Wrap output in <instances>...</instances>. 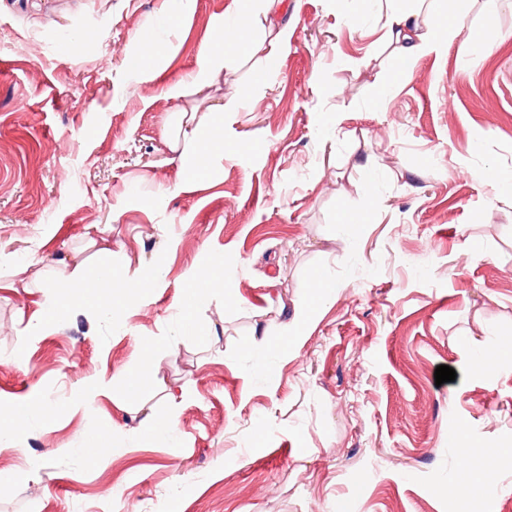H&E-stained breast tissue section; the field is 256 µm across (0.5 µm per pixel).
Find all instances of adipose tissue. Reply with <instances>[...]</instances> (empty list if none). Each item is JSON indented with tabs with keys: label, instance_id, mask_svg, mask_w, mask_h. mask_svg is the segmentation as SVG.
<instances>
[{
	"label": "adipose tissue",
	"instance_id": "1",
	"mask_svg": "<svg viewBox=\"0 0 512 512\" xmlns=\"http://www.w3.org/2000/svg\"><path fill=\"white\" fill-rule=\"evenodd\" d=\"M387 3L388 40L396 44L405 60L438 54L453 45L464 53L473 42L472 36L464 32L469 0H415L411 6L405 0H387ZM283 5L284 0H233L232 23H222L217 28L221 49L207 50L201 55L198 71L191 80L195 93L210 88L215 75L224 68L235 66L243 49L253 52L265 49L269 54H276L288 36L287 27L275 21ZM258 30L263 32V40L249 42V35ZM239 103V98L233 97L201 115L179 110L170 136L171 149L191 173L207 171L214 153L223 149L224 115L237 111ZM148 286V281L138 273H115L111 252L101 250L96 260L78 262L72 279L58 282L56 304L43 309L36 324L49 325L57 309L67 307L76 299L101 315L111 316L116 304L142 294ZM224 288V274L217 269L208 275L203 288L190 289L179 313V337L200 336L192 311L204 295L223 292Z\"/></svg>",
	"mask_w": 512,
	"mask_h": 512
}]
</instances>
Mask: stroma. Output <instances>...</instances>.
Instances as JSON below:
<instances>
[{"instance_id":"stroma-1","label":"stroma","mask_w":512,"mask_h":512,"mask_svg":"<svg viewBox=\"0 0 512 512\" xmlns=\"http://www.w3.org/2000/svg\"><path fill=\"white\" fill-rule=\"evenodd\" d=\"M231 5L175 21L164 0H0V405L29 406L0 445V512H459L462 422L499 452L481 512H512V362L473 374L466 343L512 337V207L488 177L512 178V0H473L469 55L407 63L385 0H285L276 61L217 75L242 104L193 183L168 132L209 103L167 91ZM147 29L159 53L135 70ZM69 32L85 44L63 57ZM101 248L152 287L112 318L75 305L28 331ZM213 266L227 286L181 339L188 284ZM319 273L336 292L317 305ZM440 365L455 381L436 384ZM103 427L113 451L95 458ZM155 347L151 341H144L139 350L138 368L127 374L128 387L138 390L147 384V373L154 358Z\"/></svg>"}]
</instances>
